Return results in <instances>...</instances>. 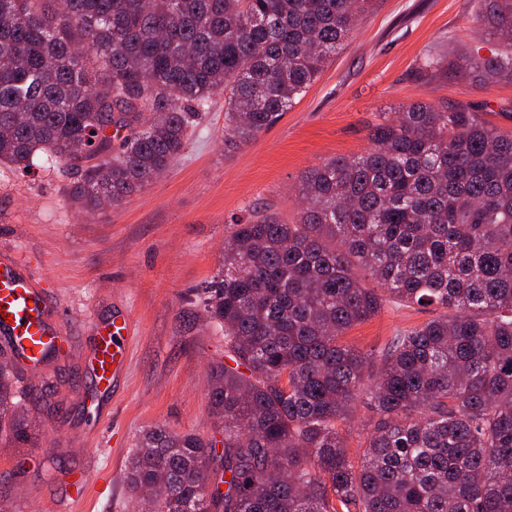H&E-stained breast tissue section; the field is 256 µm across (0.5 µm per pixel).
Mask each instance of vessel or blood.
<instances>
[{
	"label": "vessel or blood",
	"instance_id": "1",
	"mask_svg": "<svg viewBox=\"0 0 512 512\" xmlns=\"http://www.w3.org/2000/svg\"><path fill=\"white\" fill-rule=\"evenodd\" d=\"M49 309L48 299L32 285L23 265L11 257L1 259L0 335L7 338L12 350L23 359L37 362L49 349L67 350L66 331L49 319ZM129 330L130 322L123 316L97 326L91 364L97 371L98 384L111 386L113 374L121 370L120 342Z\"/></svg>",
	"mask_w": 512,
	"mask_h": 512
}]
</instances>
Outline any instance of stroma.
<instances>
[{
    "mask_svg": "<svg viewBox=\"0 0 512 512\" xmlns=\"http://www.w3.org/2000/svg\"><path fill=\"white\" fill-rule=\"evenodd\" d=\"M481 0H376L319 78L249 144L224 150V97L215 95L184 152L150 186L86 212L70 198L78 177L62 168L21 174L0 165V257L24 261L70 340L66 356L32 366L27 437L0 433V504L9 512H141L124 468L144 428L160 425L221 441L209 402L210 370L227 363L224 335L197 294L217 272L236 220L249 211L291 221L302 174L370 146L382 113L415 103L472 106L512 133V82L486 83L451 65L456 52L500 51L476 22ZM444 59L424 69L425 57ZM131 320L124 369L110 389L90 369V325ZM431 309L390 303L349 329L344 344L382 350ZM88 497L70 496L74 479Z\"/></svg>",
    "mask_w": 512,
    "mask_h": 512,
    "instance_id": "35a3bbf8",
    "label": "stroma"
}]
</instances>
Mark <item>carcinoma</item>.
Instances as JSON below:
<instances>
[{
    "instance_id": "carcinoma-1",
    "label": "carcinoma",
    "mask_w": 512,
    "mask_h": 512,
    "mask_svg": "<svg viewBox=\"0 0 512 512\" xmlns=\"http://www.w3.org/2000/svg\"><path fill=\"white\" fill-rule=\"evenodd\" d=\"M483 4L512 48V0ZM372 5L0 0V164L58 163L80 208L117 206L183 153L212 95L226 153L274 125ZM455 65L512 81V51ZM371 141L303 174L294 222L233 225L199 294L234 362L210 371L224 441L143 430L125 478L153 512H512V133L421 103ZM389 302L438 314L379 355L339 342ZM13 368L0 359V425L22 439ZM365 395L378 417L356 466L340 427Z\"/></svg>"
}]
</instances>
